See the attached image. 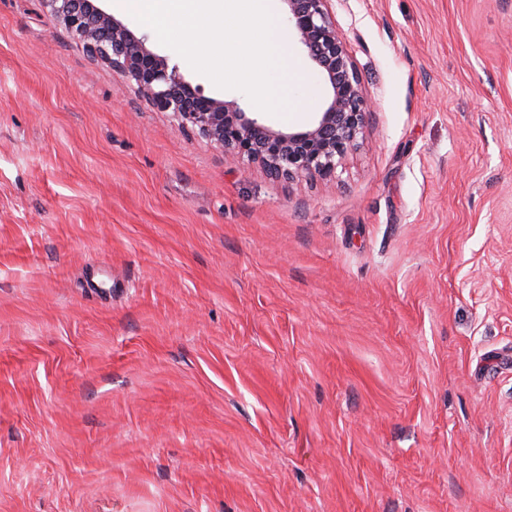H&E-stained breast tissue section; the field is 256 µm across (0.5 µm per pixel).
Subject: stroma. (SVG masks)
<instances>
[{"label":"stroma","mask_w":512,"mask_h":512,"mask_svg":"<svg viewBox=\"0 0 512 512\" xmlns=\"http://www.w3.org/2000/svg\"><path fill=\"white\" fill-rule=\"evenodd\" d=\"M333 9L288 180L0 0V512H512V0Z\"/></svg>","instance_id":"obj_1"}]
</instances>
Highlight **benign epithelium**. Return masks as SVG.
<instances>
[{
    "instance_id": "1",
    "label": "benign epithelium",
    "mask_w": 512,
    "mask_h": 512,
    "mask_svg": "<svg viewBox=\"0 0 512 512\" xmlns=\"http://www.w3.org/2000/svg\"><path fill=\"white\" fill-rule=\"evenodd\" d=\"M289 28L327 85L329 96L307 126L273 129L237 100L209 96L192 86L169 58L94 0H41L57 25L113 70L157 111L190 129L225 155L260 166L273 177L336 176L358 147L370 104L359 70L333 16V0H281Z\"/></svg>"
}]
</instances>
